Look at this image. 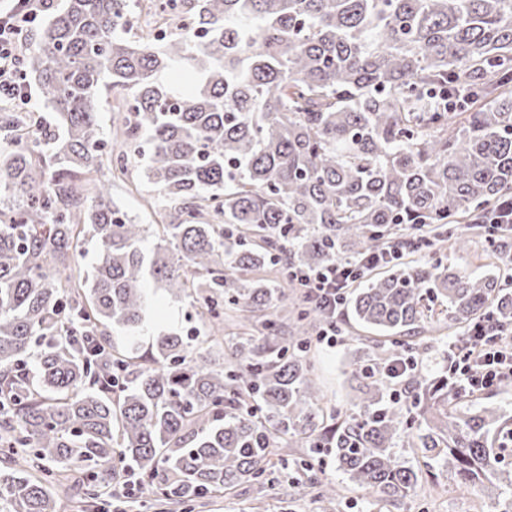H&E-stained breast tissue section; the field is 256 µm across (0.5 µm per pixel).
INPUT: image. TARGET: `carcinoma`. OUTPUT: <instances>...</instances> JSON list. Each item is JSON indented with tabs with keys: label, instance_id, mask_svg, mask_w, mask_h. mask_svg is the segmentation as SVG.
<instances>
[{
	"label": "carcinoma",
	"instance_id": "1",
	"mask_svg": "<svg viewBox=\"0 0 512 512\" xmlns=\"http://www.w3.org/2000/svg\"><path fill=\"white\" fill-rule=\"evenodd\" d=\"M65 0L26 37L24 82L56 127L0 106V447L22 468L0 475V512H64L55 493L78 465L81 508L126 468L166 504L265 485L282 443L327 512L341 491L312 460L328 451L353 489L386 506L411 496L420 469L396 439L442 459L461 483L512 512V467L496 452L512 413L457 393L448 376L406 381L391 400L385 366L490 310L512 326L504 254L473 275L442 261L392 259L347 292L356 337V410L323 402L309 356L321 321L288 265L317 267L377 251L433 226L429 250L486 238L484 212L512 195V0ZM196 77L165 84L168 73ZM116 100L112 139L92 103ZM148 158V232L106 199L103 169ZM98 241L83 270L78 242ZM153 236L150 249L144 243ZM191 299L208 333L135 342L147 279ZM264 316L265 336L251 334ZM115 328L127 332L117 342ZM217 367L203 345L224 347Z\"/></svg>",
	"mask_w": 512,
	"mask_h": 512
}]
</instances>
